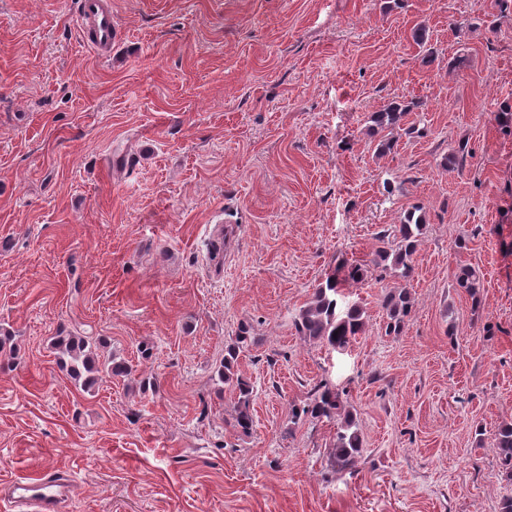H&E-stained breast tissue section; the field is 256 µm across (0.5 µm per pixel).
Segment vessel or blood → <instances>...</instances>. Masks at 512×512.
I'll return each instance as SVG.
<instances>
[{
    "instance_id": "vessel-or-blood-1",
    "label": "vessel or blood",
    "mask_w": 512,
    "mask_h": 512,
    "mask_svg": "<svg viewBox=\"0 0 512 512\" xmlns=\"http://www.w3.org/2000/svg\"><path fill=\"white\" fill-rule=\"evenodd\" d=\"M72 20L85 45L99 59H109L112 44L119 36L112 21L111 0H76ZM77 493L78 485L70 474L55 472L35 480L13 481L7 501L17 508H30L31 512H61Z\"/></svg>"
}]
</instances>
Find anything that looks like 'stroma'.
Listing matches in <instances>:
<instances>
[{
    "instance_id": "1",
    "label": "stroma",
    "mask_w": 512,
    "mask_h": 512,
    "mask_svg": "<svg viewBox=\"0 0 512 512\" xmlns=\"http://www.w3.org/2000/svg\"><path fill=\"white\" fill-rule=\"evenodd\" d=\"M73 2L0 0V335L17 348L0 351V484L67 471L69 512H499L512 0H112L124 35L105 62ZM395 101L419 134L380 156L371 116ZM414 209L402 335L382 330L397 280L375 269L338 298L366 310L364 335L342 351L298 336L324 272L373 259ZM464 265L479 299L456 285ZM243 326L248 434L216 376ZM63 331L135 379L75 385ZM322 380L359 422L348 472L335 423L290 421Z\"/></svg>"
}]
</instances>
